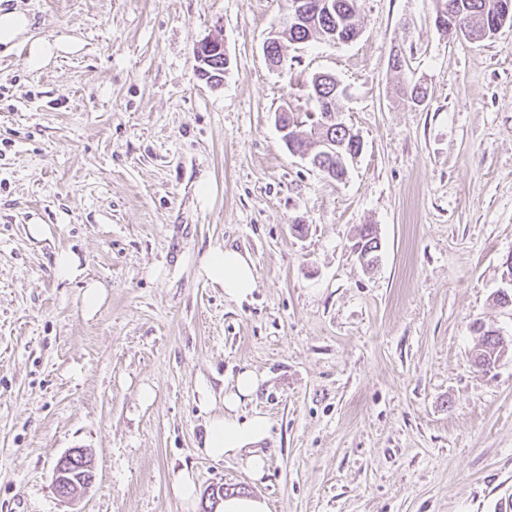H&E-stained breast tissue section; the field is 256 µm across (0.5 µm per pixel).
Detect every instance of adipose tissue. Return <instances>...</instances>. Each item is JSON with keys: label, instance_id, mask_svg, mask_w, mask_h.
Segmentation results:
<instances>
[{"label": "adipose tissue", "instance_id": "ef3b65f1", "mask_svg": "<svg viewBox=\"0 0 512 512\" xmlns=\"http://www.w3.org/2000/svg\"><path fill=\"white\" fill-rule=\"evenodd\" d=\"M196 275L223 288L226 298L240 304L249 300L257 286L249 253L221 243L209 246L201 256ZM263 381V375L255 370H242L225 389L223 409L218 413L213 410L210 390L201 391L202 407L210 413L202 455L215 461L236 460L256 480L264 477L267 465L265 454L256 444L267 437L270 422L261 415L241 417L239 409L255 396Z\"/></svg>", "mask_w": 512, "mask_h": 512}]
</instances>
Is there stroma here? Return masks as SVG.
<instances>
[{"label": "stroma", "instance_id": "stroma-1", "mask_svg": "<svg viewBox=\"0 0 512 512\" xmlns=\"http://www.w3.org/2000/svg\"><path fill=\"white\" fill-rule=\"evenodd\" d=\"M14 9L31 27L0 50V512H64L72 448L94 462L77 512H205L217 486L269 512H512V354L472 358L474 323L512 335V28L472 41L437 29L434 0H357L355 40L285 44L274 67L286 0H0ZM207 38L230 60L217 87L193 58ZM35 41L53 56L33 63ZM317 73L347 88L363 142L340 180L276 124L315 111ZM215 242L250 253L251 301L197 278ZM62 250L106 287L93 317ZM245 368L265 380L241 413L271 423L257 482L199 451L201 386ZM381 242L377 234L376 227L372 224H364L359 229L356 240L353 244V250L359 252L358 258L362 253H368L369 259H377ZM360 261L366 266L365 258L360 257ZM57 274L62 279L74 280L84 272L79 258L70 251H60L55 258ZM86 460L90 461L84 465ZM74 469L94 471L92 458L90 456L87 457L85 449H70L60 457L58 464L54 467L53 480L55 492L63 503H71L78 492L90 487L94 480V476L88 473L86 476V483L84 485L82 482L78 483L72 475ZM171 487L174 494L187 506H191L195 500L196 483L193 474L183 469L172 475Z\"/></svg>", "mask_w": 512, "mask_h": 512}]
</instances>
